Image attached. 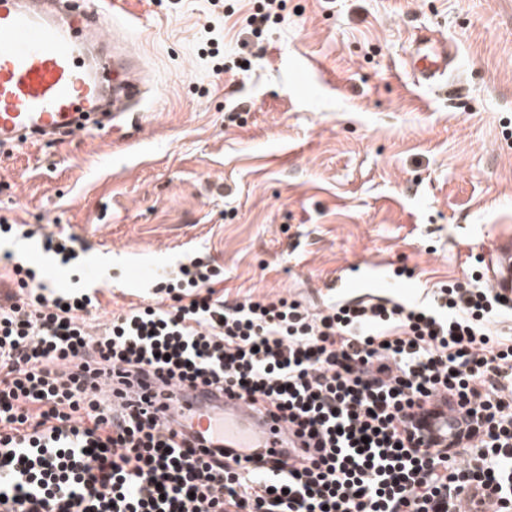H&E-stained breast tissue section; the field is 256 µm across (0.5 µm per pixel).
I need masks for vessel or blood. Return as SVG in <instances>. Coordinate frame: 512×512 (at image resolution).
Instances as JSON below:
<instances>
[{
  "instance_id": "vessel-or-blood-1",
  "label": "vessel or blood",
  "mask_w": 512,
  "mask_h": 512,
  "mask_svg": "<svg viewBox=\"0 0 512 512\" xmlns=\"http://www.w3.org/2000/svg\"><path fill=\"white\" fill-rule=\"evenodd\" d=\"M22 2L0 0V150L119 130L129 113L106 110L104 104L119 91L137 98L140 88L132 77L135 56L107 32L116 25L142 26V15L129 8L131 0H82L73 11L60 9L55 0L36 10ZM447 67L446 50L422 37L414 57L418 80H435ZM489 285L512 297V239L500 242ZM190 396L173 411L177 418L191 417L194 430L207 431L212 417L220 415L224 438L239 454L293 455L284 423L221 392L194 390Z\"/></svg>"
}]
</instances>
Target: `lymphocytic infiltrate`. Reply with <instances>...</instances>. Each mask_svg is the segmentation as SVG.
<instances>
[{"instance_id":"obj_1","label":"lymphocytic infiltrate","mask_w":512,"mask_h":512,"mask_svg":"<svg viewBox=\"0 0 512 512\" xmlns=\"http://www.w3.org/2000/svg\"><path fill=\"white\" fill-rule=\"evenodd\" d=\"M77 265L78 239L0 217ZM470 256L465 281L424 305L279 294L228 301L224 271L195 257L150 303L101 325L94 288L55 289L12 266L0 289V512H512V298ZM155 377L282 412L308 454L291 464L189 440ZM462 420L428 449L427 411Z\"/></svg>"}]
</instances>
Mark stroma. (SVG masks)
<instances>
[{
  "label": "stroma",
  "instance_id": "obj_1",
  "mask_svg": "<svg viewBox=\"0 0 512 512\" xmlns=\"http://www.w3.org/2000/svg\"><path fill=\"white\" fill-rule=\"evenodd\" d=\"M134 7L153 118L0 159V216L88 246L65 268L2 239L1 285L16 252L50 287L99 289L103 323L199 250L231 301L322 309L337 272L372 266L420 302L512 237V0H288L259 38L243 29L255 0ZM430 33L448 69L424 87L406 60Z\"/></svg>",
  "mask_w": 512,
  "mask_h": 512
}]
</instances>
